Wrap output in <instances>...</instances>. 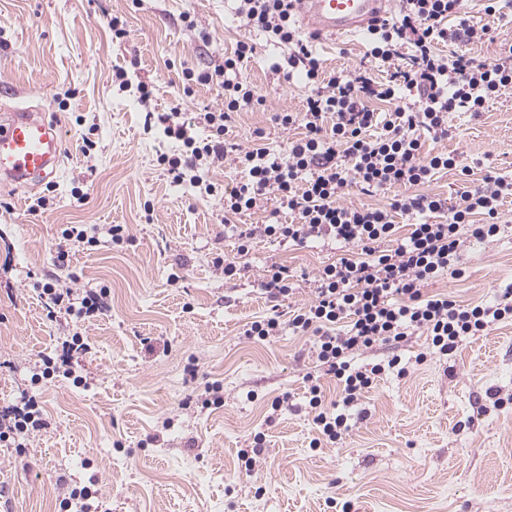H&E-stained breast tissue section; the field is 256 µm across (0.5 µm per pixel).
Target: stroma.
<instances>
[{
  "label": "stroma",
  "instance_id": "35a3bbf8",
  "mask_svg": "<svg viewBox=\"0 0 512 512\" xmlns=\"http://www.w3.org/2000/svg\"><path fill=\"white\" fill-rule=\"evenodd\" d=\"M234 8L233 0H0V108L42 111L63 139L59 173L29 185L0 180V411L33 395L47 421L23 451L0 446V512H60V500L85 486L94 491L90 512H512V321L463 338L446 356L429 354L421 332L358 355L360 364L399 355L408 372L378 381L346 408L348 434L317 448L304 398L314 337L289 328L270 341L245 336L251 321L286 322L308 301L317 269L340 245L264 240L225 279L213 261L234 254L235 241L224 234L220 193L240 171L211 168L220 187L212 196L173 182L158 161L184 148L147 113L176 108L189 121L223 108L216 85L184 98L182 70L222 61L240 39L257 47L242 75L265 103L238 113L227 142L281 150L298 135L274 115L302 111L307 87L274 72L283 49L239 27ZM116 19L124 38L112 36ZM312 48L330 70L366 63L362 34ZM448 124L442 146L471 173L440 171L425 192L452 202L462 182H480L483 162L512 171V94ZM70 224L97 244L73 246L64 270L56 247ZM112 224L126 225L123 242H112ZM274 261L290 267L292 297L263 291ZM462 268L430 292L493 301L512 283V230L472 241ZM54 281L77 298L108 286L109 306L82 323L48 313L38 287ZM77 331L89 349L69 363L84 386L37 379L41 357L60 360ZM214 382L224 405L201 408L196 398ZM283 395L288 404L272 411ZM258 433L265 441L249 468L238 453Z\"/></svg>",
  "mask_w": 512,
  "mask_h": 512
}]
</instances>
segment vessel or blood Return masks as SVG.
I'll return each mask as SVG.
<instances>
[{"mask_svg":"<svg viewBox=\"0 0 512 512\" xmlns=\"http://www.w3.org/2000/svg\"><path fill=\"white\" fill-rule=\"evenodd\" d=\"M395 0H295L304 33L321 40L364 31L391 12ZM62 142L55 126L38 113L15 107L0 112V177L26 183L53 176Z\"/></svg>","mask_w":512,"mask_h":512,"instance_id":"b4317fda","label":"vessel or blood"}]
</instances>
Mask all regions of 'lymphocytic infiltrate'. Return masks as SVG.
I'll return each mask as SVG.
<instances>
[{"instance_id":"1","label":"lymphocytic infiltrate","mask_w":512,"mask_h":512,"mask_svg":"<svg viewBox=\"0 0 512 512\" xmlns=\"http://www.w3.org/2000/svg\"><path fill=\"white\" fill-rule=\"evenodd\" d=\"M236 15L249 29L284 47L276 71L290 78L301 74L310 93L302 111L279 113L282 126L299 127L301 134L287 148L258 144L250 148L227 145L224 136L234 113L262 104L241 69L256 52L254 43L237 41L223 60L202 70L184 69V95L195 86L215 84L224 91L222 109L198 113L182 121L178 110L158 117L167 137L181 142L184 157L161 156L174 180L186 171L210 169L227 162L240 169L244 182L225 191L224 212L242 215L260 208L266 195L277 206L267 224H244L236 232L235 257L216 258L225 277L240 269L239 260L260 239L302 245L310 239L343 243L345 253L320 267L311 301L297 306L288 322L266 317L250 323L249 338L266 341L283 328L316 338V371L308 375L307 399L314 411L317 436L336 442L347 432V419L323 404L322 377L336 379L344 406H353L389 372L400 357L355 364L354 358L379 344L399 343L417 332L430 338L433 353L454 352L466 336H481L498 322L512 319V284L491 303L463 304L445 293L426 288L442 275L457 276L472 240L485 241L501 233L499 214L512 200V172L488 171L477 185L464 187L455 203L420 192V185L441 170L469 174L458 153L426 148V140L446 139L448 118L455 112H480L491 100L512 94V54L479 58L468 52L444 54L442 45L481 44L491 37L485 24H468L466 0H402L398 14L367 32L366 56L387 67L385 78L371 70L343 74L324 69L296 24L291 0H237ZM413 52L405 66H395L404 42ZM375 101L394 104L393 117L379 122ZM207 129L199 137L198 129ZM371 196L396 189L385 207L344 204L346 190ZM293 215L280 223V214ZM414 216L407 236H399L395 214ZM481 223H474V216ZM470 235H463V226ZM43 296L50 307L64 309L83 320L100 312L108 288L88 290L80 304L70 303V290L47 283ZM35 397L23 396L20 406L0 415V443L25 448L45 429Z\"/></svg>"}]
</instances>
